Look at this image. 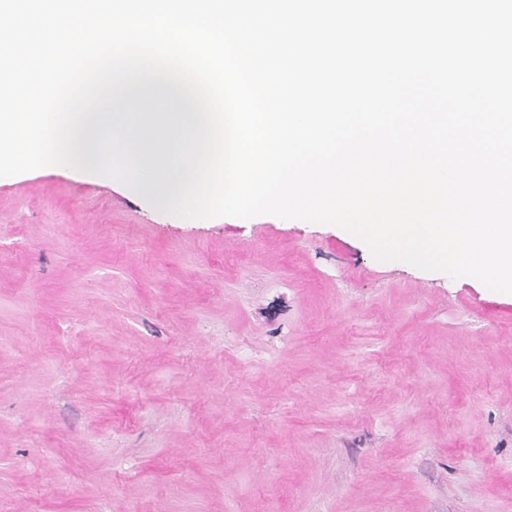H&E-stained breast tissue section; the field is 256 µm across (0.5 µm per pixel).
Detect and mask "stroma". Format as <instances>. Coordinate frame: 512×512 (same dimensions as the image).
Returning a JSON list of instances; mask_svg holds the SVG:
<instances>
[{"mask_svg": "<svg viewBox=\"0 0 512 512\" xmlns=\"http://www.w3.org/2000/svg\"><path fill=\"white\" fill-rule=\"evenodd\" d=\"M0 512H512V295L0 178Z\"/></svg>", "mask_w": 512, "mask_h": 512, "instance_id": "stroma-1", "label": "stroma"}]
</instances>
